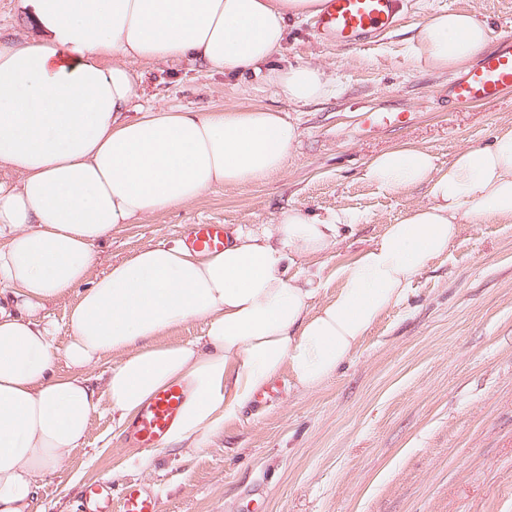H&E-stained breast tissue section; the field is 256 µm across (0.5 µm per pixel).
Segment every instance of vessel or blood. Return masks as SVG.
I'll list each match as a JSON object with an SVG mask.
<instances>
[{
	"label": "vessel or blood",
	"instance_id": "1",
	"mask_svg": "<svg viewBox=\"0 0 512 512\" xmlns=\"http://www.w3.org/2000/svg\"><path fill=\"white\" fill-rule=\"evenodd\" d=\"M398 0H325L315 28L320 37L339 45H354L373 32L391 27ZM512 91V34L502 37L494 51L479 56L463 75L455 78L449 92L462 105L483 104ZM226 230L221 224H192L183 236L186 246L200 251H220ZM184 401V390L172 385L158 391L141 409L133 428L143 448L163 445L176 422ZM112 497L111 481L95 480L82 492L80 512H106ZM121 512H158L157 494L150 487L130 481L121 489Z\"/></svg>",
	"mask_w": 512,
	"mask_h": 512
}]
</instances>
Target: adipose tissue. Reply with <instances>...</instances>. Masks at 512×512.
<instances>
[{
  "instance_id": "ef3b65f1",
  "label": "adipose tissue",
  "mask_w": 512,
  "mask_h": 512,
  "mask_svg": "<svg viewBox=\"0 0 512 512\" xmlns=\"http://www.w3.org/2000/svg\"><path fill=\"white\" fill-rule=\"evenodd\" d=\"M32 2L39 36L0 37V512H41L39 478L80 448L100 399L122 426L181 384L167 442L198 446L282 371L306 391L333 376L462 225L512 223L510 127L444 165L411 143L374 157L368 180L425 186L427 201L338 267L331 292L291 268L338 243L346 217L297 208L236 226L220 252L151 244L96 273V248L114 228L279 174L297 138L286 115L266 108L130 116L132 65L187 57L242 73L272 58L289 20L317 14L323 0ZM488 43L473 13L440 12L416 26L412 56L455 73ZM273 78L297 105L330 91L311 64ZM75 289L60 351L41 312ZM192 321L204 336L165 343ZM59 357L67 373L56 371ZM105 357L114 363L94 384L89 371Z\"/></svg>"
}]
</instances>
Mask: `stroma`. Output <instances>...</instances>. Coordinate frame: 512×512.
<instances>
[{
    "label": "stroma",
    "instance_id": "stroma-1",
    "mask_svg": "<svg viewBox=\"0 0 512 512\" xmlns=\"http://www.w3.org/2000/svg\"><path fill=\"white\" fill-rule=\"evenodd\" d=\"M454 10L488 23L489 49L512 32V0H400L398 21L362 45L323 42L309 17L290 22L280 52L236 77L189 60L134 65L140 105L270 108L298 137L280 174L213 188L113 231L96 273L144 246L182 241L187 225L269 224L291 206L349 215L340 243L295 267L335 288L338 266L426 201L424 188L369 182L371 158L415 142L445 163L512 127V93L454 107L452 74L412 57L414 26ZM38 31L30 0H0L1 36ZM302 63L322 68L331 88L303 106L271 81ZM95 479L116 492L130 480L149 485L159 512H512V223L463 225L334 376L302 391L280 375L200 447H134L100 403L85 443L40 478L38 501L45 512H77Z\"/></svg>",
    "mask_w": 512,
    "mask_h": 512
}]
</instances>
